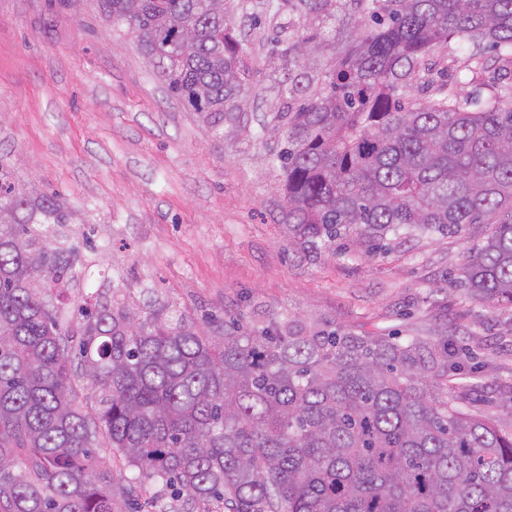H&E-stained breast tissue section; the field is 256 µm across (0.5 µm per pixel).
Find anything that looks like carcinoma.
<instances>
[{"instance_id":"cac0c4a2","label":"carcinoma","mask_w":512,"mask_h":512,"mask_svg":"<svg viewBox=\"0 0 512 512\" xmlns=\"http://www.w3.org/2000/svg\"><path fill=\"white\" fill-rule=\"evenodd\" d=\"M312 20L360 14L317 80L288 82L277 160L288 242L312 256L349 238L489 225L461 267L472 299L512 307V90L473 110L455 90L413 98L456 38L512 63V0H298ZM130 27L168 92L212 135L244 94L231 0H99ZM295 61L315 27L288 28ZM72 214L0 171V512H140L146 480L229 512H512V422L458 405L441 380L471 349L442 336H355L288 320L213 336L163 308L55 301L79 278ZM101 388L85 409L64 337ZM135 471L115 492L100 444Z\"/></svg>"}]
</instances>
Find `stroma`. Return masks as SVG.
Returning a JSON list of instances; mask_svg holds the SVG:
<instances>
[{
    "instance_id": "1",
    "label": "stroma",
    "mask_w": 512,
    "mask_h": 512,
    "mask_svg": "<svg viewBox=\"0 0 512 512\" xmlns=\"http://www.w3.org/2000/svg\"><path fill=\"white\" fill-rule=\"evenodd\" d=\"M288 0H245L227 26L245 50V94L212 137L171 97L133 37L101 17L98 0H0V166L28 195L57 194L90 278L65 311L121 288L131 307L167 306L200 328L208 317L263 327L286 319L355 334L449 336L473 349L479 389L454 381L466 409L512 419V312L450 285L475 238L400 235L368 254L350 242L317 259L288 243L277 147L265 133L282 108L288 58L272 55L281 27L301 22ZM353 34L339 17L302 75L319 73ZM471 76L459 45L430 56L416 98L448 82L486 98L512 85L487 43Z\"/></svg>"
}]
</instances>
